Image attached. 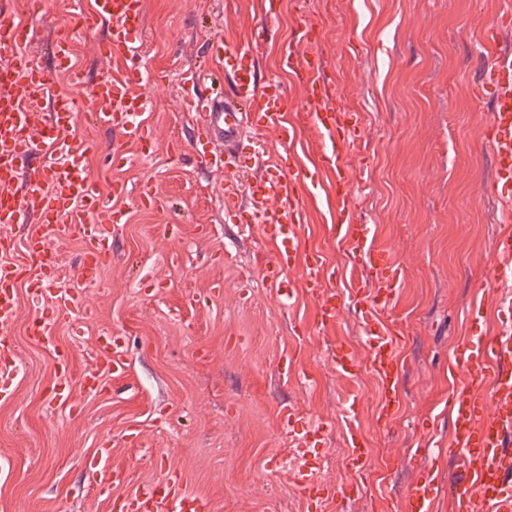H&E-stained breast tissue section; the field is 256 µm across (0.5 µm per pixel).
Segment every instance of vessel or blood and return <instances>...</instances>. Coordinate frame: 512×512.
<instances>
[{
  "mask_svg": "<svg viewBox=\"0 0 512 512\" xmlns=\"http://www.w3.org/2000/svg\"><path fill=\"white\" fill-rule=\"evenodd\" d=\"M146 0H94L91 13L83 15L86 30L107 23L108 35L99 43L104 61L121 58L125 76H104L93 87L92 121L100 127H121L130 148L141 151L151 142L143 120L146 99L136 93L141 68L135 59V43L145 24ZM28 27L0 10V55L6 57L10 79L0 86V96L8 107L0 109V224L22 221L24 202L36 206L44 234L66 227L82 239L87 266H95L105 249L107 228L91 223L89 215L101 203V188L96 178L79 160L80 152L91 151L93 141L75 144L71 130L77 109L74 99L51 95L54 72L36 62V49L27 33ZM512 33V12L503 11L482 35L493 67L487 82L493 89L491 118L486 126V142L495 158V178L491 192L499 203L496 214L504 229L496 238V263L481 286L482 297L471 310L468 338L458 348L455 359L465 363L468 375L453 379L448 397L452 447L461 449L462 465L449 485H442L436 470L421 468L404 491L406 512H433L440 496H447L451 512H512V294L501 289L502 281L512 278V52L503 50L505 35ZM316 41H308L305 56L295 49L286 51L282 64L306 78L309 93L307 112L320 138L321 163L324 170L336 175L337 238L347 246L350 260L367 257L368 266L357 282V312L366 328L363 343L366 359H359L349 342L337 344L333 361L346 375L355 374L361 364H368L377 377L381 398L378 418L391 420L400 410L403 395L400 387L401 364L396 353L398 331L382 319V312L393 303L401 282V271L388 251L370 242V227L358 223L350 205V170L344 160V148L352 139L353 126L345 115L329 106L320 84V58ZM57 69L69 73L72 80L82 75L73 71L69 37L56 32L51 44ZM218 63L231 79L224 102L203 105V125L207 141L232 145L241 136L245 122L277 133L283 143H291L288 125V94L276 81L259 84L251 52L216 46ZM51 97L48 112L37 113L35 102ZM259 102L256 113L246 114L247 105ZM38 161L37 175L27 183V198H20L13 186L19 174L18 164L28 158ZM299 169H284L275 162L267 176L249 189L253 213L259 229L276 243V254L263 269L269 287L282 289L286 270L300 246L304 211L299 206L296 187L303 182ZM50 263L32 262L24 266L0 264V316L9 317L16 308V282L28 280L33 292H42L50 280ZM325 268L312 263L307 267L305 286L317 300L322 321L333 322L340 302L334 292L324 287ZM498 311L496 331L485 326L488 308ZM108 373L123 372L126 359L112 343L99 342ZM350 447L348 466L363 472L370 454L366 439L357 429L347 435ZM132 512H210L208 501L186 489L177 481L164 487L135 492Z\"/></svg>",
  "mask_w": 512,
  "mask_h": 512,
  "instance_id": "1",
  "label": "vessel or blood"
}]
</instances>
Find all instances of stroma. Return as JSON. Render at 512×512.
Segmentation results:
<instances>
[{
  "instance_id": "35a3bbf8",
  "label": "stroma",
  "mask_w": 512,
  "mask_h": 512,
  "mask_svg": "<svg viewBox=\"0 0 512 512\" xmlns=\"http://www.w3.org/2000/svg\"><path fill=\"white\" fill-rule=\"evenodd\" d=\"M32 31L65 28L92 0H11ZM505 0H147L140 36L152 130L147 155L125 153L119 132L92 126L79 114L73 136L92 139L84 163L107 197L91 216L110 227L108 251L94 278H81L80 240L61 233L50 287L72 292L75 306L52 327L56 350L28 335L50 313L51 297L19 288L17 308L0 323V348L15 374L0 401V512H119L135 490L181 477L205 496L211 512H340L332 495L302 498L291 469L315 466L340 488L350 479L346 432L367 438L372 464L353 512H405L403 491L416 469L439 468L451 480L458 463L446 448L448 363L468 332L478 285L493 262L490 192L495 163L484 139L489 97L480 87L491 60L481 34ZM319 34L328 101L357 115L359 130L345 158L356 177L352 208L373 225L375 243L390 250L403 278L386 313L401 331L403 405L377 420L378 384L365 369L337 371V343L360 344L364 326L353 289L358 273L336 222L335 176L320 165V145L302 112L306 86L283 69L281 54ZM66 29V28H65ZM69 31V30H68ZM105 29L69 31L80 84L58 76L55 89L89 100L103 71L97 44ZM252 48L259 82L286 89L294 128L291 163L308 183L298 189L306 213L302 245L288 272V297L262 281L272 241L253 223L248 204L226 210L225 184L239 189L261 178L254 159H276L275 135L249 127L234 166L201 159V119L182 104L185 74L208 59L215 41ZM129 192L113 196L114 183ZM149 184L155 208L134 195ZM319 255L333 271L328 288L341 297L334 322L321 324L303 286ZM108 336L127 370L87 390L100 367L97 343ZM70 359L56 365L55 351ZM70 389L73 407L52 388ZM354 407L346 418V407ZM393 455V470L381 468ZM110 467L123 480L101 490L94 470Z\"/></svg>"
}]
</instances>
